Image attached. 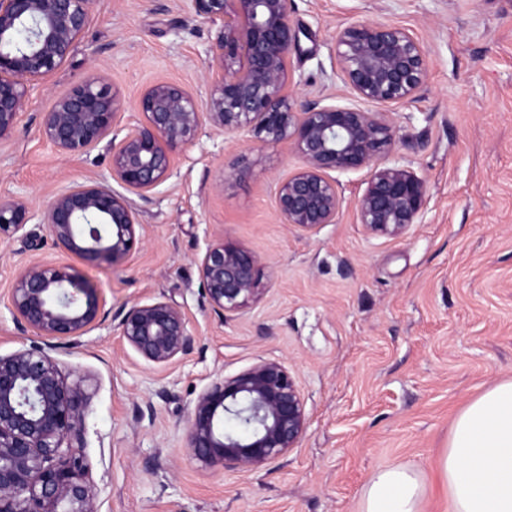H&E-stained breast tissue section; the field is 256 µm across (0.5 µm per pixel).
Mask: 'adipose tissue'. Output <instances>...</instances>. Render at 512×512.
<instances>
[{
  "instance_id": "adipose-tissue-1",
  "label": "adipose tissue",
  "mask_w": 512,
  "mask_h": 512,
  "mask_svg": "<svg viewBox=\"0 0 512 512\" xmlns=\"http://www.w3.org/2000/svg\"><path fill=\"white\" fill-rule=\"evenodd\" d=\"M440 472L449 512H512V380L472 400L455 420ZM424 484L405 466L380 470L363 512H421Z\"/></svg>"
}]
</instances>
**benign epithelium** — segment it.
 Segmentation results:
<instances>
[{
    "label": "benign epithelium",
    "instance_id": "1",
    "mask_svg": "<svg viewBox=\"0 0 512 512\" xmlns=\"http://www.w3.org/2000/svg\"><path fill=\"white\" fill-rule=\"evenodd\" d=\"M92 0H0V142L19 126L35 82L72 54ZM217 25L207 67L205 104L180 85L156 82L137 103L143 120L110 137L122 110L106 76L89 72L42 116L41 133L56 150L83 154L107 141L112 180L58 191L42 211L21 196H0V240L34 248L26 226L46 225L56 247L81 259L117 262L141 240L129 194L144 196L168 179L204 125L230 133L253 128L266 144L288 142L303 160L277 182L278 213L312 231L336 223L340 197L329 171L371 168L356 204L358 221L378 236L401 237L418 223L425 183L386 163L396 142L387 113L301 100L291 89L288 59L297 33L288 0H187ZM342 78L357 97L378 104L412 99L427 79L423 44L403 28L352 23L336 34ZM205 294L220 315L260 300L259 258L225 241L200 260ZM10 311L41 343L0 355V512H97L83 445L90 394L68 382L52 355L54 341L85 334L104 318L97 288L74 266L36 258L14 276ZM122 340L145 361L165 366L188 354L193 337L181 308L168 301L135 304L119 324ZM243 428L229 430L226 422ZM305 403L290 370L259 357L212 380L187 420V452L204 467L254 470L298 447L307 430Z\"/></svg>",
    "mask_w": 512,
    "mask_h": 512
}]
</instances>
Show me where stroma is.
<instances>
[{
	"label": "stroma",
	"instance_id": "stroma-1",
	"mask_svg": "<svg viewBox=\"0 0 512 512\" xmlns=\"http://www.w3.org/2000/svg\"><path fill=\"white\" fill-rule=\"evenodd\" d=\"M288 11L299 35L289 71L303 100L368 109L340 76V28L395 25L424 44L427 81L391 106L389 156L424 179L422 217L399 238L367 234L355 210L365 168L336 173L335 223L311 232L285 224L274 189L302 165L291 145L206 128L166 181L134 197L142 237L126 261L76 258L41 226L38 250L0 242V355L37 340L6 306L13 274L32 259L76 266L106 299L100 324L53 352L91 395L81 453L98 512H362L366 485L396 465L421 475V512H448L439 468L453 423L512 379V0H288ZM215 30L181 0H92L72 55L0 145V196L40 209L63 187L110 179L106 146L57 152L41 134L43 112L94 69L122 100L117 137L140 122L136 103L155 82L206 100ZM219 240L264 267L259 302L226 317L209 305L200 273L207 243ZM159 300L181 307L194 337L167 366L146 362L118 329L131 306ZM260 356L294 375L305 436L256 470L199 467L186 449L197 395Z\"/></svg>",
	"mask_w": 512,
	"mask_h": 512
}]
</instances>
